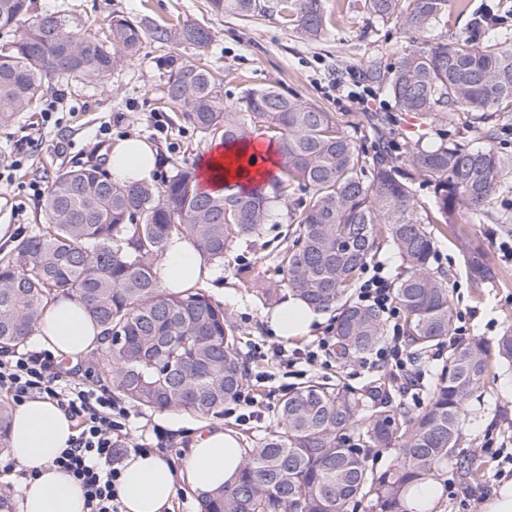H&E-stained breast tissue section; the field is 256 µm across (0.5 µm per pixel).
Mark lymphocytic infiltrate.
Returning <instances> with one entry per match:
<instances>
[{
    "label": "lymphocytic infiltrate",
    "instance_id": "obj_1",
    "mask_svg": "<svg viewBox=\"0 0 512 512\" xmlns=\"http://www.w3.org/2000/svg\"><path fill=\"white\" fill-rule=\"evenodd\" d=\"M358 300L381 309L389 319L399 315L392 284L380 266H373L371 275L362 282ZM0 391L17 404L34 398L54 400L77 420L78 435L53 464L82 485L86 512H121L117 434L124 430L129 411L106 390L61 383L53 358L43 351H17L0 359Z\"/></svg>",
    "mask_w": 512,
    "mask_h": 512
}]
</instances>
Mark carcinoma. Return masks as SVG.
<instances>
[{
	"label": "carcinoma",
	"mask_w": 512,
	"mask_h": 512,
	"mask_svg": "<svg viewBox=\"0 0 512 512\" xmlns=\"http://www.w3.org/2000/svg\"><path fill=\"white\" fill-rule=\"evenodd\" d=\"M216 15L240 20L278 15L297 38L316 42L329 33L323 0H208ZM33 0H0V127L34 112L56 82L100 84L145 38L161 47L211 43L195 24H158L112 17L99 35L62 11L34 12ZM377 22L396 20L421 32L439 25L448 0H364ZM168 100L205 139L233 144L246 127L266 132L282 157L279 175L260 189L205 192L195 162L160 182H120L101 164L57 172L41 204L46 224L0 258V353L20 346L43 308L75 297L107 345L100 378L125 398L153 411H191L221 417L224 403L245 387L240 331L204 286L164 291L155 269L165 242L181 235L214 262L286 211L292 244L279 252V283L315 310H336V348L342 358L373 351L385 336L379 310L349 298L381 244L401 258L395 298L407 345L425 353L450 335L448 282L433 268L438 237L464 238L453 217L474 224H506L499 197L512 193V155L495 144L494 118L512 112V32L417 46L384 68L368 71L400 112L433 128L461 130L454 140L431 130L400 150L396 115L365 112L342 120L325 108L290 97L269 84L246 86L224 105V79L192 56L163 57ZM371 138L370 155L357 145ZM484 141L474 149L469 139ZM431 202L415 201L414 184ZM474 285L498 272L478 248L465 250ZM512 363V330L491 344L458 342L431 389L426 406L408 410L405 386L378 375L360 386L308 381L288 390L279 425L245 454L237 483L208 495L204 512H346L369 499L372 512H431L406 506L413 486L450 462L478 481L482 465L459 457L466 403L481 388L491 362ZM395 453L394 467L370 469V454Z\"/></svg>",
	"instance_id": "1"
}]
</instances>
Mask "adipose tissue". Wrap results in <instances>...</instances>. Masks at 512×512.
<instances>
[{"label":"adipose tissue","instance_id":"1","mask_svg":"<svg viewBox=\"0 0 512 512\" xmlns=\"http://www.w3.org/2000/svg\"><path fill=\"white\" fill-rule=\"evenodd\" d=\"M275 157L273 145L257 131L236 144L216 145L204 162V185L217 191L267 179L277 165ZM109 165L115 180L148 181L157 168L156 151L142 138L129 135L113 144ZM156 273L163 288H188L211 278L214 268L190 240L174 236L165 243ZM315 318L313 308L291 297L276 310L271 326L288 338L308 332ZM33 336L37 347L74 360L105 344L100 328L75 298L61 297L49 303ZM73 435L71 419L55 401L33 399L14 410L8 456L19 467L38 472L23 485L20 512H85L82 488L53 464ZM242 459L235 433L220 426L201 425L184 455L182 470H174L155 452L128 456L118 485L121 508L123 512H163L181 480L198 496H207L220 487L234 485Z\"/></svg>","mask_w":512,"mask_h":512}]
</instances>
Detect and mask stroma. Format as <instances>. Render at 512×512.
I'll return each instance as SVG.
<instances>
[{"label": "stroma", "mask_w": 512, "mask_h": 512, "mask_svg": "<svg viewBox=\"0 0 512 512\" xmlns=\"http://www.w3.org/2000/svg\"><path fill=\"white\" fill-rule=\"evenodd\" d=\"M65 8L96 26L112 16L137 21L148 17L160 24L196 23L212 33L203 58L209 69L224 73V102L234 105L242 87L279 85L288 95L318 104L337 115L358 120L364 112H388L390 99L364 78L374 59L392 65L416 45L448 41L466 34L480 39L499 29L512 30V0H467L449 4L448 17L434 28L411 33L393 22L368 19L363 0H325L333 20L330 35L306 43L276 16L251 22L213 14L208 0H35L36 12ZM164 49L146 42L122 70L101 84L72 82L53 87L44 102L54 105L52 117L43 112L19 114L14 125L0 129V256L43 224L42 190L48 189L59 169L88 159L107 163L113 143L125 135L143 137L157 151V175L168 176L187 160H201L211 145L182 121L180 110L163 97ZM466 242L482 246L505 275L504 283L475 287L466 274L462 247L453 237L440 239L435 268L447 277L454 326L463 339L496 341L512 327V260L502 257L498 245L512 233L511 224H474L467 213L456 217ZM286 216L265 225L256 242L237 243L204 285L212 300L224 307L241 332L240 350L252 396L258 401L256 418L239 421L224 414L219 423L238 434L245 449L257 447L265 432L277 425L278 406L288 389L304 380L342 379L350 385L365 382L378 368L359 358L320 356L306 375L291 373L287 356L315 348L336 326L335 311L320 312L304 335L283 338L273 332V306L263 304L255 292L272 287L274 260L287 229ZM249 270L239 278L238 267ZM448 345L440 343L424 355L409 354L408 366L423 376L418 395L408 397L411 410L427 402L426 391L448 361ZM496 380L467 404L469 421L460 443L463 454L486 463L480 481L470 482L455 466L440 470L434 512H485L493 489L512 481V368L495 365ZM126 448L143 442H161L163 454L181 468L194 428L202 418L185 411L154 412L129 405Z\"/></svg>", "instance_id": "35a3bbf8"}]
</instances>
